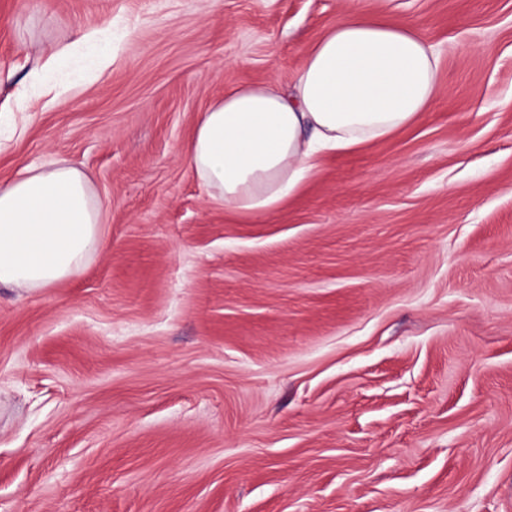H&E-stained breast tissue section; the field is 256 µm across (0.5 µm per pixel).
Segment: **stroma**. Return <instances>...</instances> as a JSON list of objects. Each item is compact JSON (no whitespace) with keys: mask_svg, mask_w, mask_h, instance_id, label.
<instances>
[{"mask_svg":"<svg viewBox=\"0 0 512 512\" xmlns=\"http://www.w3.org/2000/svg\"><path fill=\"white\" fill-rule=\"evenodd\" d=\"M357 3L421 26L437 103L214 205L199 113ZM92 23L109 71L32 94ZM58 158L103 244L0 288V512H512V0H0V180Z\"/></svg>","mask_w":512,"mask_h":512,"instance_id":"stroma-1","label":"stroma"}]
</instances>
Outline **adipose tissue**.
Here are the masks:
<instances>
[{"label": "adipose tissue", "mask_w": 512, "mask_h": 512, "mask_svg": "<svg viewBox=\"0 0 512 512\" xmlns=\"http://www.w3.org/2000/svg\"><path fill=\"white\" fill-rule=\"evenodd\" d=\"M87 65L112 64V29L92 25ZM441 92L440 56L414 25L346 13L307 47L288 88L237 85L202 112L186 159L215 203L281 208L324 151H346L408 127ZM105 204L88 176L59 160L0 182V287L28 294L76 275L102 244Z\"/></svg>", "instance_id": "adipose-tissue-1"}]
</instances>
